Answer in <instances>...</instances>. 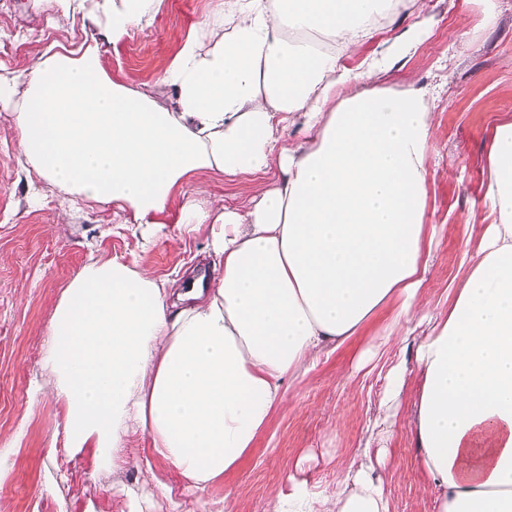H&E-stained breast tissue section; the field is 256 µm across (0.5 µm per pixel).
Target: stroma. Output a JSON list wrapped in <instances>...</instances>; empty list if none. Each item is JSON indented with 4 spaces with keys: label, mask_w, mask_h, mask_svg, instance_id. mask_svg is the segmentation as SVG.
Masks as SVG:
<instances>
[{
    "label": "stroma",
    "mask_w": 512,
    "mask_h": 512,
    "mask_svg": "<svg viewBox=\"0 0 512 512\" xmlns=\"http://www.w3.org/2000/svg\"><path fill=\"white\" fill-rule=\"evenodd\" d=\"M212 5V0H164L151 27L133 29L115 46L104 41L103 29L63 19L54 0H0V42L15 48L0 55V75L32 69L54 44L76 47L95 37L114 81L132 79L150 88L185 39L197 33ZM414 22L426 28V36L374 83L395 90L415 84L434 94L426 216L437 235L423 298L443 307L451 283L462 276L478 246L483 225L492 221L485 199L488 151L495 126L512 119V0H400L345 65L359 68ZM16 144L10 106L0 103V448L11 450L0 470V512H37L49 500L57 512H84L90 502L96 512H125L126 501L113 496L112 485L135 481L136 466L146 455L141 435L129 439L127 466L110 474L96 472L88 454L51 460L44 453L64 425L61 400L31 393L33 381L48 375L47 327L62 292L92 259L116 257L162 278H183L199 266L205 239L187 235L178 224L117 223L108 205L62 218L57 193L47 185L38 202H28ZM270 180L267 174H203L182 190L192 195L201 190L206 198L242 209L252 206ZM381 330L373 325L292 383L286 404L273 413L251 453L223 482L203 492L208 512H224L228 492L234 512H265L271 488H333L347 460L375 455L380 448L388 454L375 474L393 512H437V492L421 468L411 432L398 424L383 438L374 428L386 414L380 400L392 364L402 360L409 366L401 410L410 409L416 398L421 376L413 365L414 337L388 342L373 369L355 368L360 352ZM299 458L304 464L298 470ZM60 469L69 482L55 493L50 486Z\"/></svg>",
    "instance_id": "35a3bbf8"
}]
</instances>
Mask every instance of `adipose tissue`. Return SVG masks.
I'll return each mask as SVG.
<instances>
[{
  "mask_svg": "<svg viewBox=\"0 0 512 512\" xmlns=\"http://www.w3.org/2000/svg\"><path fill=\"white\" fill-rule=\"evenodd\" d=\"M112 43L153 24L163 0H57ZM392 0H214L162 75L157 98L105 71L97 44L61 48L0 77L15 100L17 158L57 188L59 207L109 204L134 223L205 234L211 282L183 285L115 258L87 264L48 327L49 384L65 407V449L123 468L129 431L173 467L194 508L233 471L307 374L388 312L386 337L427 332L409 427L438 512H512V120L489 149L494 216L447 308L422 297L435 234L424 222L433 114L426 92L336 88L375 76L341 62ZM332 37L320 50L306 35ZM300 125L286 145L280 127ZM279 168L238 209L178 196L202 171ZM372 464L353 460L329 491L283 494L288 512H392Z\"/></svg>",
  "mask_w": 512,
  "mask_h": 512,
  "instance_id": "ef3b65f1",
  "label": "adipose tissue"
}]
</instances>
